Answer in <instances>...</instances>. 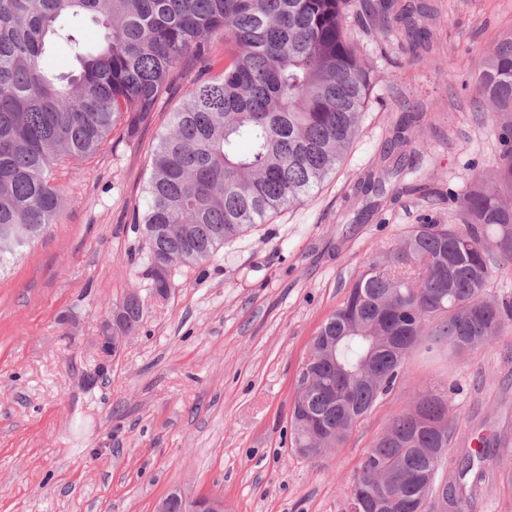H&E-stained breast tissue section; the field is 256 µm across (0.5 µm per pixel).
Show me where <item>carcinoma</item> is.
Instances as JSON below:
<instances>
[{
	"mask_svg": "<svg viewBox=\"0 0 512 512\" xmlns=\"http://www.w3.org/2000/svg\"><path fill=\"white\" fill-rule=\"evenodd\" d=\"M359 6L374 27L391 22L415 49L428 38L423 0H0V266L53 223L62 203L50 183L52 162L89 156L125 121L136 134L155 111L173 72L192 63L198 78L151 157L145 209L154 292L164 297L175 265L195 266L321 184L359 131L373 73L345 30ZM101 26L88 43L69 18ZM233 48L213 70L211 43ZM68 47L78 68L55 74L40 59ZM479 98L500 111L494 182L460 200L458 224L426 219L376 254L310 343L320 352L292 402L295 447L308 448L314 416L341 446L353 427L406 382L410 357L456 346L490 345L512 328V303L487 296L495 260L512 262V37L482 60ZM421 114L394 126L393 169L369 175L364 195L379 199L386 177L415 168L429 146L408 147ZM248 149L240 150L241 141ZM134 332L144 314L135 293L121 302ZM455 381L416 392L366 452L354 483L369 512H473L472 490L485 482L480 448L458 459L448 484L438 474L458 427ZM439 423L435 432L428 423ZM385 468L405 477L388 486Z\"/></svg>",
	"mask_w": 512,
	"mask_h": 512,
	"instance_id": "1",
	"label": "carcinoma"
}]
</instances>
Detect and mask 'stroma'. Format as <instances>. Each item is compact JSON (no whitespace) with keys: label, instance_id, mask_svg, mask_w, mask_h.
Masks as SVG:
<instances>
[{"label":"stroma","instance_id":"35a3bbf8","mask_svg":"<svg viewBox=\"0 0 512 512\" xmlns=\"http://www.w3.org/2000/svg\"><path fill=\"white\" fill-rule=\"evenodd\" d=\"M429 46L397 32L346 33L372 60L360 130L336 169L197 267L152 291L145 207L150 158L194 79L173 77L135 136L116 126L100 149L52 168L64 202L53 224L0 268V512H154L177 490L224 499V512H342L361 461L416 391L460 387L453 455L478 439L512 445V332L449 364L414 354L409 379L380 399L340 448L311 461L296 451L290 412L309 344L372 256L414 224L460 221L449 193L488 184L498 159L490 112L475 111L483 57L512 35V0H431ZM421 112L412 140L432 143L429 180L391 181L396 199L362 215L402 113ZM144 305L117 356L100 324L127 293ZM475 512H512L492 457Z\"/></svg>","mask_w":512,"mask_h":512}]
</instances>
